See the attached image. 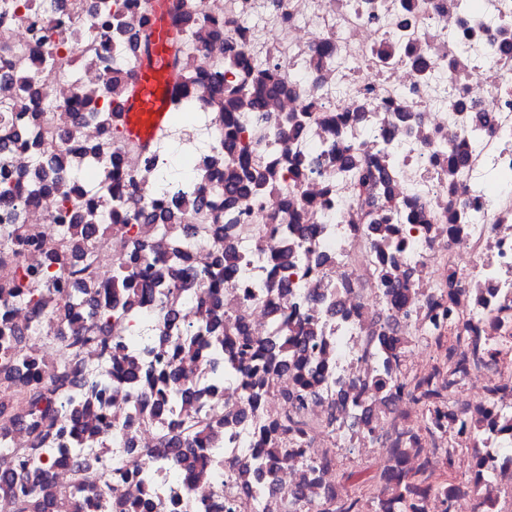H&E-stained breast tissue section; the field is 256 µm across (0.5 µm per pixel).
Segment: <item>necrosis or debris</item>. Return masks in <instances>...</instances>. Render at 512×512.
<instances>
[{
  "mask_svg": "<svg viewBox=\"0 0 512 512\" xmlns=\"http://www.w3.org/2000/svg\"><path fill=\"white\" fill-rule=\"evenodd\" d=\"M165 2L169 102L191 110L138 139L114 131L154 0H0V476L35 483L38 512H320L345 496L321 462L346 452L371 474L363 512L413 474L414 512H512V0ZM261 78L278 92L231 99ZM171 138L187 162L159 191ZM133 262L155 299L114 281ZM25 273L37 302L6 298ZM78 290L109 299L108 342L67 362ZM281 325L307 345L247 385L231 342ZM459 336L478 345L452 383ZM64 365L77 440L27 403ZM131 365L175 369L166 411L117 380ZM196 452L190 493L172 464ZM87 471L111 499L74 497Z\"/></svg>",
  "mask_w": 512,
  "mask_h": 512,
  "instance_id": "necrosis-or-debris-1",
  "label": "necrosis or debris"
}]
</instances>
